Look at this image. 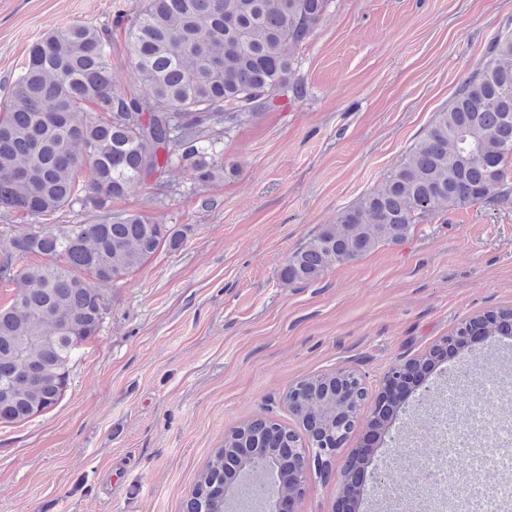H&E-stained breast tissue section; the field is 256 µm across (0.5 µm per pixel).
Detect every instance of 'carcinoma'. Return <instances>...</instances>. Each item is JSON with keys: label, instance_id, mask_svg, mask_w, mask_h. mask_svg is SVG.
I'll return each mask as SVG.
<instances>
[{"label": "carcinoma", "instance_id": "obj_1", "mask_svg": "<svg viewBox=\"0 0 512 512\" xmlns=\"http://www.w3.org/2000/svg\"><path fill=\"white\" fill-rule=\"evenodd\" d=\"M329 0H145L124 28L128 68L141 95L112 82V29L73 24L43 35L0 101V210L29 224H1L0 423L25 421L56 404L75 351L103 324L104 287L127 277L160 246L180 248L188 228L112 210L179 166L198 185L224 178L220 145L234 129L304 94L297 52ZM512 33L489 44L476 72L436 113L421 141L382 187L341 210L336 223L293 250L289 283H312L381 243L403 242L414 225L453 206L509 200L512 183ZM98 213L93 224H48L64 210ZM39 255L46 262L30 264ZM24 366L42 375L13 385ZM328 392L310 409L333 412ZM284 430L250 422L233 430L195 484L201 497L224 482L239 448H266Z\"/></svg>", "mask_w": 512, "mask_h": 512}]
</instances>
